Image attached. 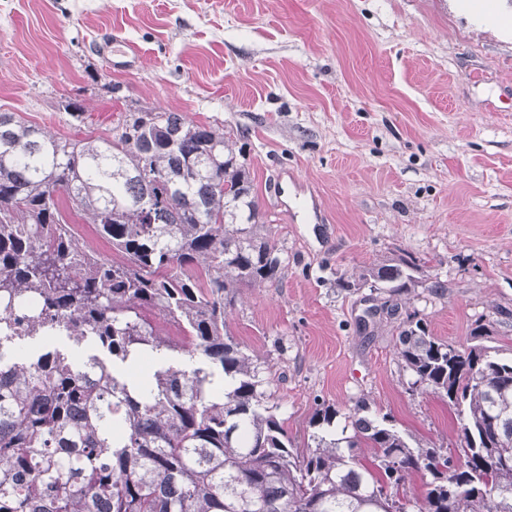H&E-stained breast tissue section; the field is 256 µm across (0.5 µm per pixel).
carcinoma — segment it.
<instances>
[{"label":"carcinoma","instance_id":"1","mask_svg":"<svg viewBox=\"0 0 512 512\" xmlns=\"http://www.w3.org/2000/svg\"><path fill=\"white\" fill-rule=\"evenodd\" d=\"M61 107L83 122L80 100ZM66 209L122 260L83 244ZM264 226L222 126L129 108L107 134L72 142L0 112V348L44 343L0 360V512H376L383 491L393 512H512V357L442 340L416 311L394 347L409 389L456 410L458 457L412 445L364 396L340 430V410L315 403L313 448L294 446L258 356L225 320L235 289L288 275V249ZM417 269L406 253L362 273L386 289L388 320ZM58 333L95 339L112 364L77 363L52 347ZM175 348L204 364L130 372ZM416 477L424 491L410 497Z\"/></svg>","mask_w":512,"mask_h":512}]
</instances>
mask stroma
<instances>
[{
	"label": "stroma",
	"mask_w": 512,
	"mask_h": 512,
	"mask_svg": "<svg viewBox=\"0 0 512 512\" xmlns=\"http://www.w3.org/2000/svg\"><path fill=\"white\" fill-rule=\"evenodd\" d=\"M108 36L140 47L133 67L101 55ZM129 105L221 124L243 150L288 274L238 288L226 322L270 361L298 448L315 400L345 412L362 395L452 445L456 414L409 391L391 323L362 324L381 297L358 280L411 253L407 309L461 345L486 318L483 345L512 355V0H0V111L80 140ZM314 202L320 223L296 221Z\"/></svg>",
	"instance_id": "obj_1"
}]
</instances>
